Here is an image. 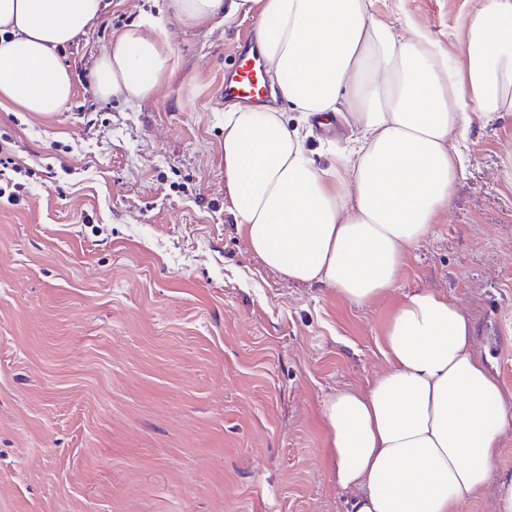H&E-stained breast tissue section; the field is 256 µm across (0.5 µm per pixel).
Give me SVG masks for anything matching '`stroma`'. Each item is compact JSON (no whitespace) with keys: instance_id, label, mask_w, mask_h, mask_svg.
Listing matches in <instances>:
<instances>
[{"instance_id":"stroma-1","label":"stroma","mask_w":512,"mask_h":512,"mask_svg":"<svg viewBox=\"0 0 512 512\" xmlns=\"http://www.w3.org/2000/svg\"><path fill=\"white\" fill-rule=\"evenodd\" d=\"M60 55L72 95L42 115L0 100L25 200H0V512H350L322 415L388 366L404 294L448 295L512 404V115L473 120L466 172L396 287L357 305L252 254L224 191V69L252 19H169L103 0ZM472 0H373L454 48ZM166 21L174 72L150 99L95 95L114 31ZM350 130L312 126L329 166ZM464 512H498L512 423Z\"/></svg>"}]
</instances>
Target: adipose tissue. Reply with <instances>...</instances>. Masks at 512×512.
Instances as JSON below:
<instances>
[{
    "instance_id": "ef3b65f1",
    "label": "adipose tissue",
    "mask_w": 512,
    "mask_h": 512,
    "mask_svg": "<svg viewBox=\"0 0 512 512\" xmlns=\"http://www.w3.org/2000/svg\"><path fill=\"white\" fill-rule=\"evenodd\" d=\"M102 0H0V99L59 111L70 74L58 53ZM196 26L243 14L279 105L224 114V188L249 250L291 281L350 302L390 292L464 173L473 118L512 113V0H476L457 55L417 25L398 34L373 0H170ZM162 23L113 33L96 95L151 98L173 69ZM341 116L353 131L319 167L288 112ZM471 320L446 295L405 294L384 337L386 371L329 396L323 414L336 482L352 512H463L489 481L512 408L474 348Z\"/></svg>"
}]
</instances>
